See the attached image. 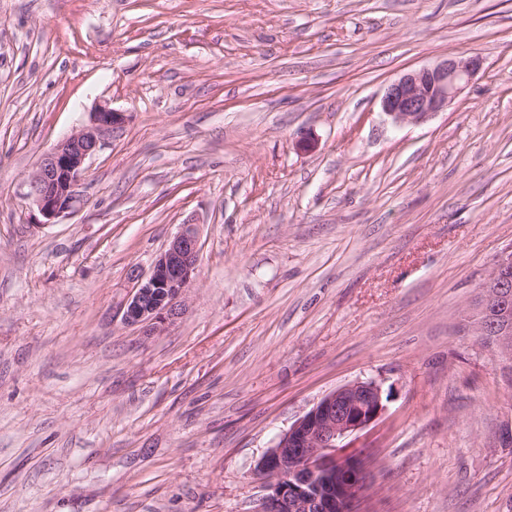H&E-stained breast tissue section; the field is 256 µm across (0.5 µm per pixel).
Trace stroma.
Segmentation results:
<instances>
[{"mask_svg": "<svg viewBox=\"0 0 512 512\" xmlns=\"http://www.w3.org/2000/svg\"><path fill=\"white\" fill-rule=\"evenodd\" d=\"M483 57L430 120L385 87ZM124 115L70 208L27 178ZM195 225L159 336L135 274ZM512 246V0H0V512H254L322 397L388 396L362 512H512V386L466 325Z\"/></svg>", "mask_w": 512, "mask_h": 512, "instance_id": "obj_1", "label": "stroma"}]
</instances>
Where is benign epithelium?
I'll list each match as a JSON object with an SVG mask.
<instances>
[{
	"mask_svg": "<svg viewBox=\"0 0 512 512\" xmlns=\"http://www.w3.org/2000/svg\"><path fill=\"white\" fill-rule=\"evenodd\" d=\"M478 55L449 56L407 72L385 89L382 111L397 125L420 124L448 109L482 69ZM124 121L107 106L91 113L89 124L57 144L29 177L30 195L46 220L70 208L86 161L104 134ZM199 261L192 225L176 234L135 278L123 321L148 335L166 332L182 314ZM478 341L491 335V351L512 383V247L500 252L480 286L475 313L467 317ZM382 387L353 381L326 394L281 432L259 459L256 471L266 493L255 512H358L368 490V472L355 455L343 454L347 439L375 424L385 413Z\"/></svg>",
	"mask_w": 512,
	"mask_h": 512,
	"instance_id": "7a95c632",
	"label": "benign epithelium"
}]
</instances>
